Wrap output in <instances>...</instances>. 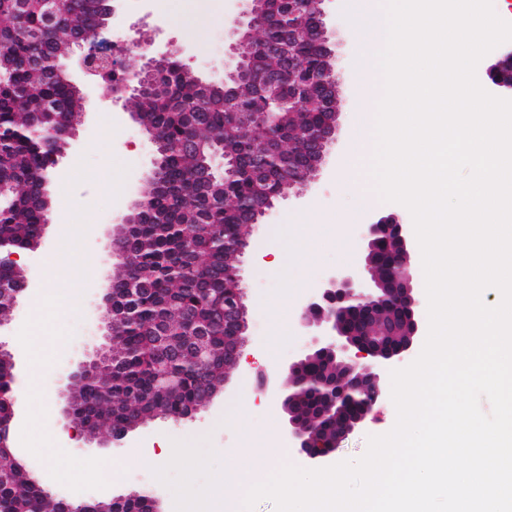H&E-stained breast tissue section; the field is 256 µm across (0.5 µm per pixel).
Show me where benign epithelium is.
I'll use <instances>...</instances> for the list:
<instances>
[{
	"mask_svg": "<svg viewBox=\"0 0 512 512\" xmlns=\"http://www.w3.org/2000/svg\"><path fill=\"white\" fill-rule=\"evenodd\" d=\"M324 2L296 0L294 10L288 14V28L296 30L302 21L314 23L321 32L319 47L330 57L332 51L324 22ZM256 3L257 0H245L244 10L233 19L230 61L224 65L226 79L247 75L241 48L254 43L261 15L255 8ZM98 38L96 33L90 40L76 43L74 49V64L86 76L103 72L104 66L112 62V57L101 51ZM175 54L179 51L167 49L156 52L145 58L142 71L156 69ZM484 74L499 95L512 98V47L502 49L488 62ZM333 116L335 119L310 139L312 151L322 162L335 141L339 112H333ZM362 240L366 242V267L375 271L385 270L384 277L376 276L369 284L349 270L332 274L304 307V318L309 324L322 328L323 333L313 335L306 352L288 366L290 376L315 395L312 413L319 417L325 419L336 415L338 410L360 407L356 415L345 419L336 430L329 444L335 448L365 420L384 390L380 374L374 371L373 366L360 371L355 367L370 361L382 368L403 360L414 348L415 338L420 332V308L414 296L405 225L394 215L383 216L363 225ZM379 304L387 306L392 322L406 318V339L386 350L372 342L376 330V306ZM224 321L234 331V335L224 337V358L235 362L241 356L247 328L244 290H238L233 301L224 305ZM110 350L107 344L98 347L67 377L61 392L67 402L64 407L66 419H71L68 402L76 385L93 366L110 355ZM319 360L341 363L351 367V371L346 374L309 372L310 364ZM282 407L288 415V439L296 452L313 462L326 457L323 448L329 445L321 439L306 436L307 423L297 416L294 398L285 395Z\"/></svg>",
	"mask_w": 512,
	"mask_h": 512,
	"instance_id": "1",
	"label": "benign epithelium"
}]
</instances>
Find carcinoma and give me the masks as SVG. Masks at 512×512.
<instances>
[{
  "instance_id": "carcinoma-1",
  "label": "carcinoma",
  "mask_w": 512,
  "mask_h": 512,
  "mask_svg": "<svg viewBox=\"0 0 512 512\" xmlns=\"http://www.w3.org/2000/svg\"><path fill=\"white\" fill-rule=\"evenodd\" d=\"M101 0H68L52 24L37 6L19 13L0 0V253L34 247L49 217L46 198L56 164V139L82 111L77 90L59 64L71 40L98 23ZM288 35V18L272 2L259 39ZM299 70L270 99L259 74L284 65L280 56L253 54V78L203 90L201 78L178 57L134 80L146 89L129 97L134 112L160 141L151 188L118 230L128 266L110 285L117 330L109 358L76 387L72 422L105 429L116 439L154 418L181 421L224 384V298L235 288L233 252L257 199L288 193V174L315 166L307 139L331 111L325 87L303 81L322 64L306 38L293 39ZM305 102L288 106V97ZM254 112L244 130L235 113ZM224 156V177L211 169ZM23 268L0 261V319L13 311L12 293ZM209 336L200 361L193 331ZM15 367L0 360V422L14 410ZM108 512H150L148 494L102 500ZM78 505L46 489L11 447H0V512H74Z\"/></svg>"
}]
</instances>
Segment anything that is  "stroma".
Wrapping results in <instances>:
<instances>
[{"instance_id": "1", "label": "stroma", "mask_w": 512, "mask_h": 512, "mask_svg": "<svg viewBox=\"0 0 512 512\" xmlns=\"http://www.w3.org/2000/svg\"><path fill=\"white\" fill-rule=\"evenodd\" d=\"M150 2L114 0L115 24L126 32L134 27L142 28L157 47L170 44L188 48L183 61L191 70L208 80L223 81L224 60L231 42L224 10L238 8L239 0H172L171 18L167 21L155 14ZM345 7L346 0H327L325 4L327 26L336 36V70L342 79L336 141L304 194L278 200L251 229L250 246L240 263L248 307L247 342L239 360L228 369L223 389L194 418L181 422L153 419L128 432L122 441L103 447L76 440L68 443L67 453L78 458H109L117 462L129 445L138 444L147 450L154 446L159 434L195 433L200 446L216 454L218 466L228 469L244 446L234 412L246 399L250 402L249 423L263 436L268 447L275 449L276 466L307 467V460L295 454L288 443L287 416L281 409L279 396L288 390V366L305 352L311 331L298 321L274 328L267 303L274 297L304 300L332 269L349 268L360 277H367L363 262L365 245L359 235L361 225L391 212L404 224L412 222L410 212L398 203L377 200L365 210L355 211L352 198L338 190L347 174L345 140L356 114L365 107L358 64L352 52L354 34L351 22L344 15ZM73 78L86 84L91 101L85 121L50 183V196H62L66 210L63 216H50L42 245L26 252L23 263L24 269L35 278L54 265H85L94 272L93 280L85 284L84 309L77 316L64 303L67 293L75 286L74 281L64 275L55 284L59 302L51 318L53 340L45 350L48 363L38 377L37 387L47 410L45 428L50 436L59 438L66 435L64 400L60 395L62 379L76 370L79 362L102 342L98 305L112 278L108 236L113 224L130 212L135 199L147 189L155 157L149 135L132 119L126 107L105 98L102 81H86L79 72H74ZM116 169L121 172V194L117 197L105 186ZM340 211L353 216L351 223L343 227L348 239L321 253L308 282L296 283L283 270L268 271V264L279 260L280 250L288 240L311 238L323 222ZM61 222L74 225V232L59 235L57 225ZM395 422V405L390 394H383L364 424L326 458V465L360 459L367 451L369 436L389 432ZM132 491L154 497L161 512H170L168 488L153 476L150 468L126 470L121 481L113 484L111 494L117 497Z\"/></svg>"}]
</instances>
